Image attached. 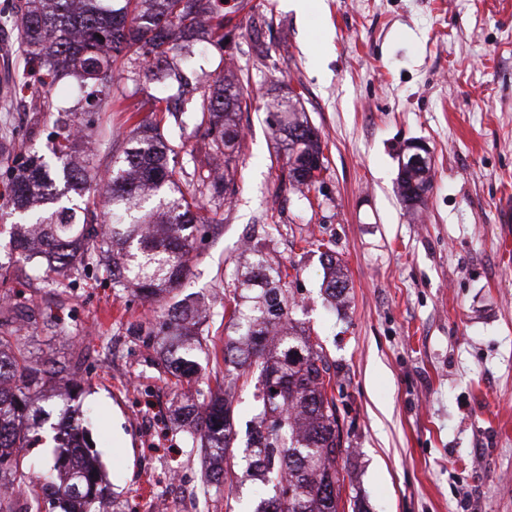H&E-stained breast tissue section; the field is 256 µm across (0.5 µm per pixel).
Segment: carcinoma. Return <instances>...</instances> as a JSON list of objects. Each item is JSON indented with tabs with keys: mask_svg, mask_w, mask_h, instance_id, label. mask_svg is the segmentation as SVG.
Segmentation results:
<instances>
[{
	"mask_svg": "<svg viewBox=\"0 0 512 512\" xmlns=\"http://www.w3.org/2000/svg\"><path fill=\"white\" fill-rule=\"evenodd\" d=\"M19 9L20 42L33 75L24 90L35 112L52 110L39 87L65 78L87 88L86 105L100 110L102 88L125 61L138 60L157 86L151 111L174 117L169 90L201 52L196 35L219 43L227 38L221 0H24ZM244 98L243 86L218 77L197 110L198 127L210 138L209 150L224 156L226 171L241 149L237 115ZM299 105L295 95L279 99L270 121L289 183L309 190L325 162L320 136ZM76 117L61 112L55 120L53 164L32 156L11 177L15 249L48 282L90 257L112 287L163 303L164 319L149 335L171 373L198 384L175 424L189 447L214 461L201 477L203 494L224 489V463L231 461L239 481L257 480L270 493L254 512H345L341 489L348 472L339 463L345 448L329 394L331 366L293 319L298 305L288 297V267L270 264L251 245L252 263L234 296L224 379L234 386L257 377L252 451L237 462L231 393L203 381L209 336L190 297L178 298L197 235L210 218L196 192L183 188L176 146L157 123L133 124L127 146L112 156L104 180L107 211L72 203L68 194L80 195L94 169L93 130ZM429 172L425 164L398 174V194L412 210L422 208L432 190ZM326 260V290L334 298L347 288L346 276L331 254ZM82 394L79 369L35 357L19 328L0 317V512H103L106 501L112 512H125L92 449L89 418L79 412ZM54 409L55 447L37 476L35 461L17 449L39 447Z\"/></svg>",
	"mask_w": 512,
	"mask_h": 512,
	"instance_id": "1",
	"label": "carcinoma"
}]
</instances>
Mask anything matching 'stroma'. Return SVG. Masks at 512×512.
I'll return each mask as SVG.
<instances>
[{
  "label": "stroma",
  "instance_id": "35a3bbf8",
  "mask_svg": "<svg viewBox=\"0 0 512 512\" xmlns=\"http://www.w3.org/2000/svg\"><path fill=\"white\" fill-rule=\"evenodd\" d=\"M19 0H0V299L36 322L23 336L36 356L78 361L93 408L90 430L112 490L131 512L179 474L200 493L199 449L172 424L193 389L165 372L158 344L134 335L158 306L113 288L79 264L52 288L9 243V172L48 152L55 115L34 112L19 85ZM232 40L207 47L188 70L183 108L227 72L246 82L242 149L230 198L204 195L213 222L183 287L209 315L211 352L231 333L224 303L262 242L291 269L297 318L321 343L349 477L344 501L360 512H512V259L499 221L512 200V0H242ZM299 93L318 131L325 171L307 193L289 187L268 121L276 88ZM155 90L129 64L105 92L147 110ZM127 113L89 114L95 161L106 172L124 147ZM431 151L433 189L422 215L396 179L410 142ZM343 267L342 307L324 293L323 251ZM54 319L45 329V319ZM255 482L210 496L208 512H252Z\"/></svg>",
  "mask_w": 512,
  "mask_h": 512
}]
</instances>
